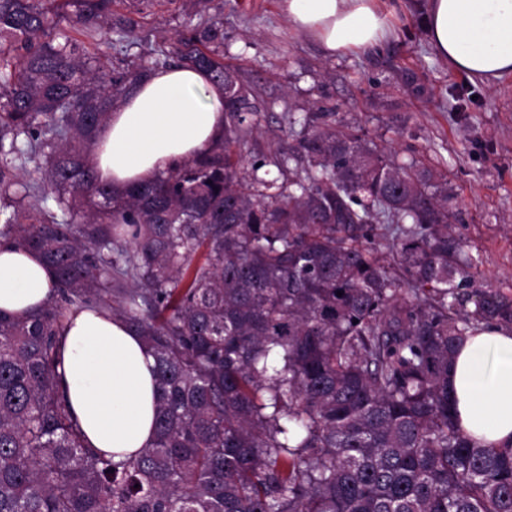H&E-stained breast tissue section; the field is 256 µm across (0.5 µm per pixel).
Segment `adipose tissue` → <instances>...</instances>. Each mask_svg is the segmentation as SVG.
<instances>
[{
  "label": "adipose tissue",
  "mask_w": 512,
  "mask_h": 512,
  "mask_svg": "<svg viewBox=\"0 0 512 512\" xmlns=\"http://www.w3.org/2000/svg\"><path fill=\"white\" fill-rule=\"evenodd\" d=\"M405 0H280L293 29L330 55L368 50L393 33ZM429 41L453 72L485 85L512 75V0H429ZM224 137V90L182 67L139 80L114 110L90 156L100 178L122 190L153 180ZM56 293L36 254L0 244V311L24 316ZM154 360L118 318L68 313L62 386L88 446L124 458L149 446L155 417ZM458 427L480 448L512 444V330L483 325L455 353L449 379Z\"/></svg>",
  "instance_id": "adipose-tissue-1"
}]
</instances>
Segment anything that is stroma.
<instances>
[{"mask_svg":"<svg viewBox=\"0 0 512 512\" xmlns=\"http://www.w3.org/2000/svg\"><path fill=\"white\" fill-rule=\"evenodd\" d=\"M378 47L330 56L295 31L279 0H224V62L259 103L243 167L288 151L290 115L315 107L386 153L441 164L476 284L512 295V75L485 87L449 70L407 7Z\"/></svg>","mask_w":512,"mask_h":512,"instance_id":"35a3bbf8","label":"stroma"}]
</instances>
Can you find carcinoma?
I'll use <instances>...</instances> for the list:
<instances>
[{"label": "carcinoma", "instance_id": "carcinoma-1", "mask_svg": "<svg viewBox=\"0 0 512 512\" xmlns=\"http://www.w3.org/2000/svg\"><path fill=\"white\" fill-rule=\"evenodd\" d=\"M178 1L185 30L152 43L116 0H0V239L56 277L51 303L0 312V512H512V446L452 415L457 345L512 329V297L475 285L447 172L321 109L305 164L245 175L258 109L224 64V0ZM172 66L224 87V141L116 192L89 154ZM84 307L155 359L153 442L125 460L85 446L61 388Z\"/></svg>", "mask_w": 512, "mask_h": 512}]
</instances>
